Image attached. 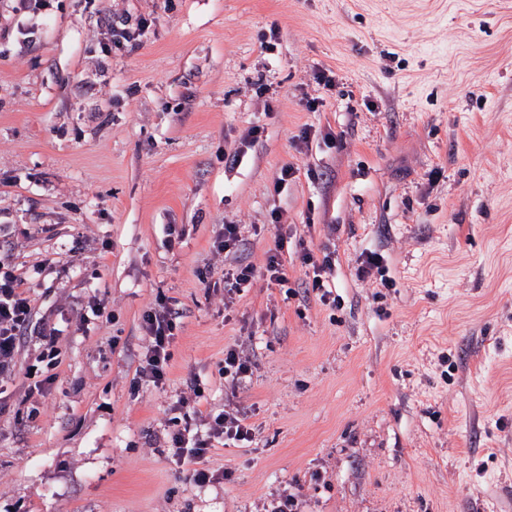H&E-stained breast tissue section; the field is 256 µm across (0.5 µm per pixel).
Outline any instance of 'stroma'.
Returning a JSON list of instances; mask_svg holds the SVG:
<instances>
[{
  "label": "stroma",
  "mask_w": 512,
  "mask_h": 512,
  "mask_svg": "<svg viewBox=\"0 0 512 512\" xmlns=\"http://www.w3.org/2000/svg\"><path fill=\"white\" fill-rule=\"evenodd\" d=\"M113 15L151 26L116 48ZM225 224L245 244L217 258ZM0 225L61 331L0 379V512H512V0H0ZM276 250L286 282L225 315V269ZM161 298L184 316L140 387ZM192 378L186 413L255 429L203 487L170 450ZM300 250L298 251V259L301 264L312 268L313 277L311 280V288L313 291L321 292L320 300L329 302L331 291L325 284L326 280L323 274H327L332 269V255L330 253H323L319 258L314 251L309 248L304 242L299 243ZM251 359L236 348L224 351V381L239 387L253 374Z\"/></svg>",
  "instance_id": "35a3bbf8"
}]
</instances>
